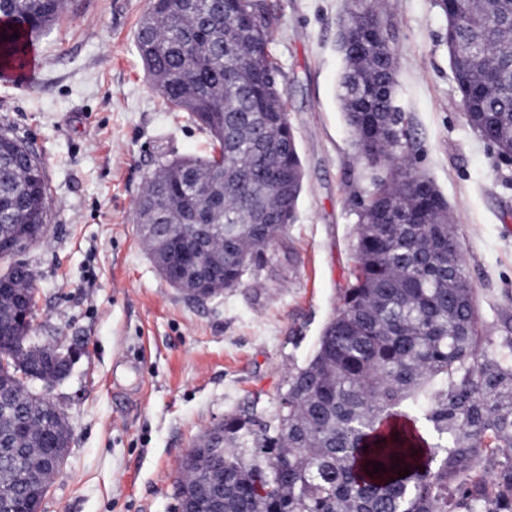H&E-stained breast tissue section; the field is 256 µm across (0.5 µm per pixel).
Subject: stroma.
I'll return each instance as SVG.
<instances>
[{"label":"stroma","mask_w":512,"mask_h":512,"mask_svg":"<svg viewBox=\"0 0 512 512\" xmlns=\"http://www.w3.org/2000/svg\"><path fill=\"white\" fill-rule=\"evenodd\" d=\"M304 186L297 220L237 287L196 301L156 270L134 204L163 157L209 134L167 111L134 32L150 0H65L30 73H0V128L41 159L48 228L20 259L32 334L76 350L48 395L72 439L41 512H175L179 465L203 431L252 405L273 414L340 305L355 202L371 187L337 98L349 0H272ZM413 164L450 206L485 335L512 334V164L467 122L435 0H381Z\"/></svg>","instance_id":"obj_1"}]
</instances>
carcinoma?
<instances>
[{"label":"carcinoma","instance_id":"cac0c4a2","mask_svg":"<svg viewBox=\"0 0 512 512\" xmlns=\"http://www.w3.org/2000/svg\"><path fill=\"white\" fill-rule=\"evenodd\" d=\"M469 124L512 156V0H436ZM61 0H0V60L21 59ZM268 0H152L135 47L170 112L210 135L202 156L161 161L137 220L176 224L204 192L224 195L209 223L206 287L240 284L244 264L295 222L304 169L271 48ZM344 118L365 165L383 172L356 202L354 269L308 362L288 374L275 413L224 416V512H512V336L482 342L448 201L411 162L397 104L394 49L377 0L340 18ZM18 37H13V34ZM6 38H1V35ZM0 252L40 235L48 184L41 160L0 131ZM255 246L243 260V245ZM25 270L0 291V338L47 384L44 349L17 315L33 291ZM62 410L0 372V512H25L23 490L49 486L45 460L68 451ZM368 449H363V446ZM488 457L498 469H482ZM381 462L386 471L369 475ZM215 454L193 448L177 496L211 478ZM410 468L401 478L398 472Z\"/></svg>","mask_w":512,"mask_h":512}]
</instances>
